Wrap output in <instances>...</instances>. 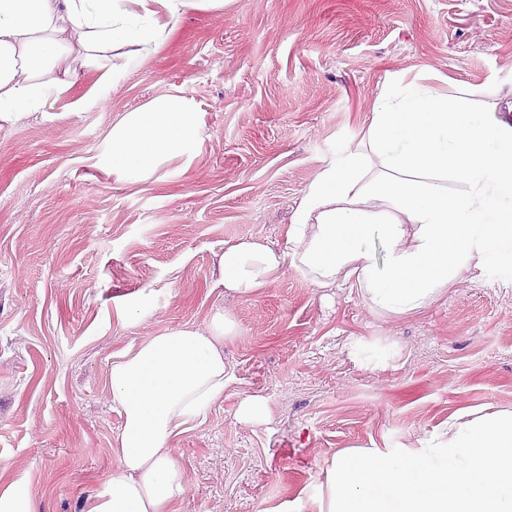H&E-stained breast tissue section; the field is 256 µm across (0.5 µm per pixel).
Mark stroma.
<instances>
[{
  "instance_id": "1",
  "label": "stroma",
  "mask_w": 512,
  "mask_h": 512,
  "mask_svg": "<svg viewBox=\"0 0 512 512\" xmlns=\"http://www.w3.org/2000/svg\"><path fill=\"white\" fill-rule=\"evenodd\" d=\"M512 102V0H227L186 9L166 44L102 85L78 68L0 127V491L33 512H90L118 460L112 360L229 313L234 371L170 446V512H316L342 448H419L462 411L512 409V287L473 271L410 314L356 282L293 268L261 295L225 291L242 239L286 246L309 185L360 144L394 79ZM172 96L198 135L146 179L113 174L112 130ZM145 309L138 322L122 308ZM267 418L243 423L241 401Z\"/></svg>"
}]
</instances>
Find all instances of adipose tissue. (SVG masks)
Returning a JSON list of instances; mask_svg holds the SVG:
<instances>
[{"instance_id": "obj_1", "label": "adipose tissue", "mask_w": 512, "mask_h": 512, "mask_svg": "<svg viewBox=\"0 0 512 512\" xmlns=\"http://www.w3.org/2000/svg\"><path fill=\"white\" fill-rule=\"evenodd\" d=\"M224 0H0V122L44 105L57 56L101 64L104 83L171 36L191 6ZM183 99L128 113L112 131V171L150 176L163 157L195 140ZM368 150L324 166L286 232V249L258 239L225 247L226 291L259 294L292 267L319 288L356 280L372 308L408 314L475 269L512 266V125L497 107L395 81L376 102ZM382 173L364 178L371 161ZM466 184L448 193L444 181ZM385 250L374 258V243ZM237 333L225 313L141 342L112 364V404L123 423L118 467L91 512H169L184 474L169 442L203 415L233 377L224 347ZM318 512H512V410L458 414L425 448H344L326 471Z\"/></svg>"}]
</instances>
